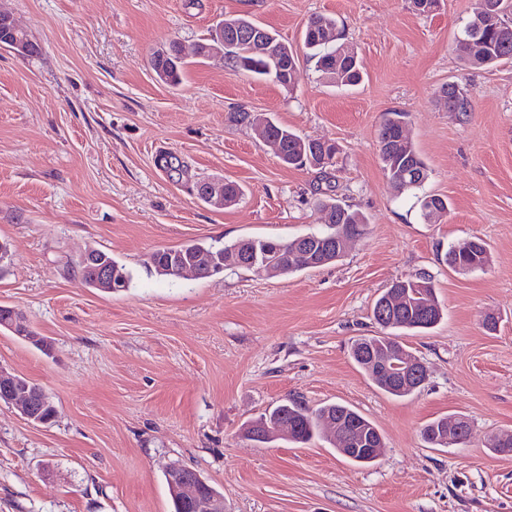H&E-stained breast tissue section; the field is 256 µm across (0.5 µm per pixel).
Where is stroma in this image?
Instances as JSON below:
<instances>
[{"instance_id":"stroma-1","label":"stroma","mask_w":512,"mask_h":512,"mask_svg":"<svg viewBox=\"0 0 512 512\" xmlns=\"http://www.w3.org/2000/svg\"><path fill=\"white\" fill-rule=\"evenodd\" d=\"M40 52L0 49V306L26 316L43 351L0 327V367L43 387L55 409L32 424L0 406V512H170L164 472L195 470L225 512H512V456L489 448L512 431V61L471 70L456 36L480 0H0ZM336 17L363 81L339 87L300 63L293 85L235 73L197 43L227 16L255 20L294 50L310 17ZM182 43L179 85L154 51ZM467 89L471 109L438 92ZM264 114L334 143L332 166L281 162L231 113ZM428 166L424 192L448 201L424 222L378 157L388 113ZM174 156L184 181L160 154ZM224 178L244 195L218 210L191 183ZM368 218L336 263L288 276L229 268L210 278L157 276L153 253L189 241H288L322 229L319 201ZM482 238L491 261L459 274L448 247ZM99 249L129 288L86 287L73 268ZM429 273L443 318L402 341L428 368L414 394L378 390L350 357L378 334L379 295ZM498 319L487 332V316ZM348 405L382 436L357 465L325 439L256 442L244 428L288 398ZM466 418L461 444L433 448L431 420ZM440 97L445 101L449 109L456 112H469L470 99L468 93L457 84L448 83L440 91Z\"/></svg>"}]
</instances>
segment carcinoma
I'll return each mask as SVG.
<instances>
[{
	"label": "carcinoma",
	"instance_id": "obj_1",
	"mask_svg": "<svg viewBox=\"0 0 512 512\" xmlns=\"http://www.w3.org/2000/svg\"><path fill=\"white\" fill-rule=\"evenodd\" d=\"M254 25V22L238 16L224 17V40L235 43L233 54L225 57V61L235 72H249L258 76H268L266 60L245 39L240 28ZM337 27L336 18L329 15H316L308 21L303 43L306 48L304 59L313 65L315 71L327 76L336 74V79L343 86H355L360 83L362 74L360 65L355 64L340 53V46L326 47L318 41V37L326 29ZM456 43L466 44V50L459 59L464 65L472 68H489L506 60H512V30L502 31L484 23L478 24L475 18H469L463 25ZM151 64L159 79L170 85L180 83L186 63L177 57V43L171 41L164 50L153 53ZM440 97L448 108L457 112H467L470 107L468 93L454 83L441 89ZM407 114L389 112L381 127L378 143L379 160L389 180L397 191L418 190L428 179L429 170L417 152L408 135L404 134ZM275 127L285 134L283 138L286 156L285 164L300 167L301 155L319 154L326 158L324 165L332 163L336 146H323L320 142L302 137L288 127L275 123ZM420 216L426 223L437 221L448 211L446 199L434 194L416 196ZM324 208L331 213V223L323 231L307 234L310 245L316 251L310 255L296 246L297 239L285 243L261 238L241 239L222 245L205 242H188L175 247L158 250L159 266L164 268L161 276L167 279L178 278L175 272L179 262L194 257L198 253L212 250H224V266L243 268L249 259L271 257L280 266V272L291 275L309 268L321 267L338 260L343 251L336 248L332 238L339 237L340 232L362 234L366 217L347 204L340 202L326 203ZM490 261L486 243L475 238L468 251H456L449 247L444 262L448 268L466 274L484 268ZM405 294L409 298V306L400 312H392L386 321L380 323L385 329L381 335L363 336L352 344L350 355L353 361L363 370L368 379L380 390L395 396L404 397L415 391V388L404 386L385 372H381L370 360V351H379L387 346L399 345L398 335L391 330L424 333L433 328L443 316V311L435 296L432 276L425 272L411 274L392 283L391 288L382 293L376 300L373 310H378L387 296L393 292ZM336 422L344 433L345 440L332 441L339 454L347 460L359 464H369L375 460L367 452L373 444L381 443V436L375 425L356 410L340 404L330 403L310 408L295 399L289 400L273 408L264 416L253 422L248 434L255 433L257 426H263V435L258 441L265 442L277 435L279 426L288 425V440L296 443H307L314 436L323 433L326 420ZM423 439L434 447L448 446V418L441 417L429 422L423 428ZM490 447L497 453L512 455V432L495 436Z\"/></svg>",
	"mask_w": 512,
	"mask_h": 512
}]
</instances>
